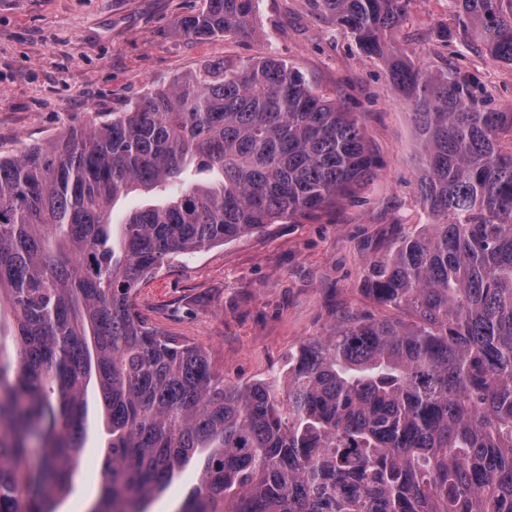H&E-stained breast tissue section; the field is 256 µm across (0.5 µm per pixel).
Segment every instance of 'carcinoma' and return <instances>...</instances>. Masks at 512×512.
<instances>
[{
	"instance_id": "obj_1",
	"label": "carcinoma",
	"mask_w": 512,
	"mask_h": 512,
	"mask_svg": "<svg viewBox=\"0 0 512 512\" xmlns=\"http://www.w3.org/2000/svg\"><path fill=\"white\" fill-rule=\"evenodd\" d=\"M257 0H207L175 30L248 35ZM413 109L433 219L369 270L405 314L340 311L288 357L287 393L230 384L149 327L139 286L179 256L318 220L382 167L355 113L276 59L211 63L125 112L0 157V512H55L95 381L108 435L87 512H512V112L470 77L394 50L409 0H321ZM456 32L512 64V0H448ZM165 190L115 224V202ZM197 484L195 465L188 466L171 485V487L149 506V512H173L176 503L185 499Z\"/></svg>"
}]
</instances>
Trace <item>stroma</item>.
<instances>
[{"instance_id": "obj_1", "label": "stroma", "mask_w": 512, "mask_h": 512, "mask_svg": "<svg viewBox=\"0 0 512 512\" xmlns=\"http://www.w3.org/2000/svg\"><path fill=\"white\" fill-rule=\"evenodd\" d=\"M318 2L258 0L251 38L195 40L174 25L206 0H0V155L86 128L224 59L290 63L357 113L383 163L357 201L179 259L139 290L146 322L204 346L230 383L272 378L303 340L330 328L333 309L394 316L365 293L368 270L430 221L416 189L420 146L409 105L385 61L365 54ZM451 22L448 0H411L395 41L420 68L474 77L488 108H511L512 65L479 42L437 37ZM87 403L81 466L57 512H88L100 495L106 435L96 388Z\"/></svg>"}]
</instances>
